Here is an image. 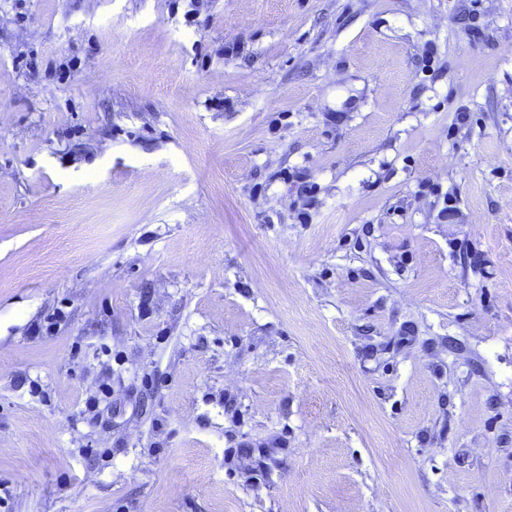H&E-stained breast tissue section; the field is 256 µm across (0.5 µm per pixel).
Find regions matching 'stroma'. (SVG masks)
<instances>
[{
    "label": "stroma",
    "instance_id": "obj_1",
    "mask_svg": "<svg viewBox=\"0 0 512 512\" xmlns=\"http://www.w3.org/2000/svg\"><path fill=\"white\" fill-rule=\"evenodd\" d=\"M0 512H512V0H0Z\"/></svg>",
    "mask_w": 512,
    "mask_h": 512
}]
</instances>
